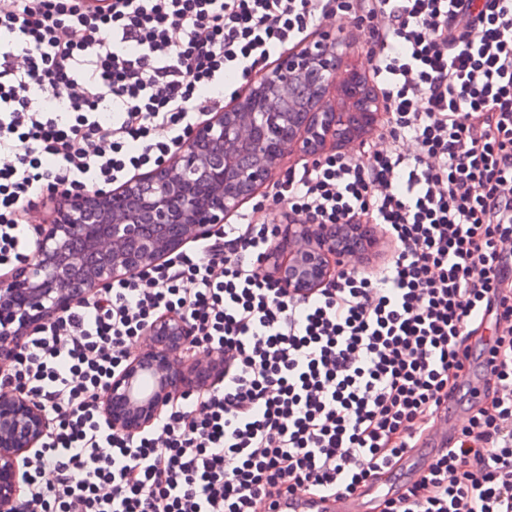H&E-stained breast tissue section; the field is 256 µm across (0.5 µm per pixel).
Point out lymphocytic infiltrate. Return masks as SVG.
<instances>
[{
	"label": "lymphocytic infiltrate",
	"mask_w": 512,
	"mask_h": 512,
	"mask_svg": "<svg viewBox=\"0 0 512 512\" xmlns=\"http://www.w3.org/2000/svg\"><path fill=\"white\" fill-rule=\"evenodd\" d=\"M341 15L369 30L390 150L289 171L285 224L242 215L27 336L6 377L53 429L18 512H278L370 490L375 512H512V0H0V269L31 258L45 196L171 160L229 77ZM302 221L375 225L391 254L289 294L255 268ZM169 313L224 378L126 436L99 399ZM464 390L452 444L382 491Z\"/></svg>",
	"instance_id": "obj_1"
}]
</instances>
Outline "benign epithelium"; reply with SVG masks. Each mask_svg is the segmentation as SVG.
I'll use <instances>...</instances> for the list:
<instances>
[{
    "label": "benign epithelium",
    "instance_id": "7a95c632",
    "mask_svg": "<svg viewBox=\"0 0 512 512\" xmlns=\"http://www.w3.org/2000/svg\"><path fill=\"white\" fill-rule=\"evenodd\" d=\"M345 40L333 33L281 53L251 78L221 112L189 131L173 160L113 188L61 196L52 222L38 227L28 262L0 277V372L20 341L46 328L78 301L115 281L133 280L188 243L220 236L224 220L274 182L292 151L319 158L331 143L378 121L379 97L364 74L341 70ZM310 81L307 111H288L301 78ZM371 224H290L274 273L290 294H306L336 275L340 260L382 250ZM191 330L164 315L146 330L148 343L102 397L112 427L134 436L151 426L176 396L218 384L224 356L183 357ZM42 405L0 385V512H15L32 451L47 447Z\"/></svg>",
    "mask_w": 512,
    "mask_h": 512
}]
</instances>
